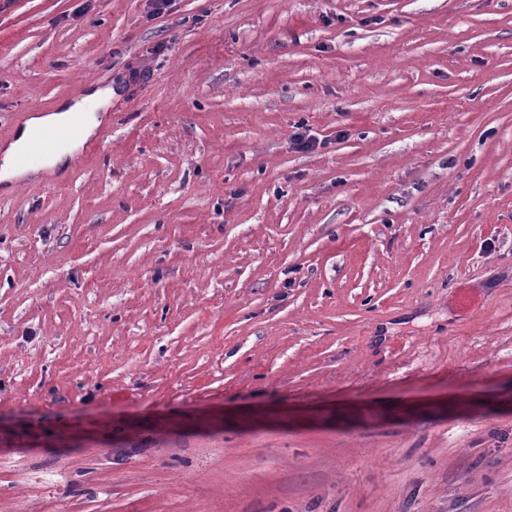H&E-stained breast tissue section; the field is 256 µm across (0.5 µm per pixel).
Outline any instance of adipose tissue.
<instances>
[{"label": "adipose tissue", "mask_w": 512, "mask_h": 512, "mask_svg": "<svg viewBox=\"0 0 512 512\" xmlns=\"http://www.w3.org/2000/svg\"><path fill=\"white\" fill-rule=\"evenodd\" d=\"M80 112L84 115V131L92 133L99 125L100 119L92 111L87 110L84 102L67 101L60 104L55 111L40 113L31 117L24 125L23 130L10 141L4 149L0 150V181L11 182L21 177L37 173L39 169L54 168L63 164L67 156L74 150L73 144L63 145L55 153L43 158L39 164L22 165L17 161L18 155L25 148L31 133L39 128H54L65 125L73 113Z\"/></svg>", "instance_id": "1"}]
</instances>
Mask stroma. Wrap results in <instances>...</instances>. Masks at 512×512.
<instances>
[{
	"label": "stroma",
	"instance_id": "stroma-1",
	"mask_svg": "<svg viewBox=\"0 0 512 512\" xmlns=\"http://www.w3.org/2000/svg\"><path fill=\"white\" fill-rule=\"evenodd\" d=\"M93 86L0 188V512H512V0H0V144ZM74 112H84V140L91 135L93 130L100 124V118L92 111L86 109L85 100L66 101L60 104L55 111L40 113L31 117L24 125L23 130L10 141L3 149L2 166L0 167V181L11 182L29 174H34L44 168H54L62 165L66 157H71L72 152L80 142L63 145L55 153L43 158L34 165H21L33 161L41 152L52 145L74 140L82 136L80 115L76 114L71 122L55 131H40L34 136L33 149L30 153L18 158L16 157L25 148L31 133L39 128H54L65 125Z\"/></svg>",
	"mask_w": 512,
	"mask_h": 512
}]
</instances>
